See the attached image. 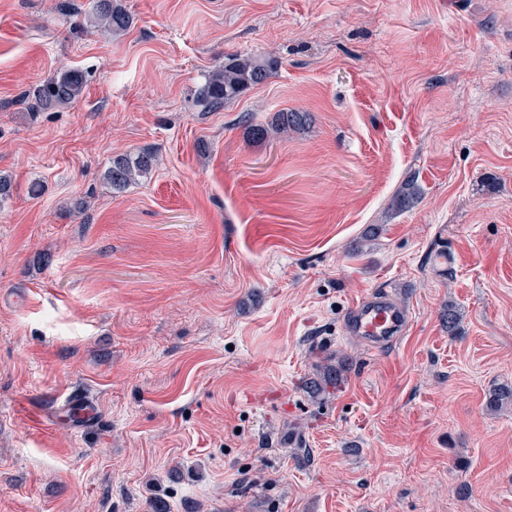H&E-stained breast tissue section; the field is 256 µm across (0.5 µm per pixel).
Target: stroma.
<instances>
[{
	"mask_svg": "<svg viewBox=\"0 0 512 512\" xmlns=\"http://www.w3.org/2000/svg\"><path fill=\"white\" fill-rule=\"evenodd\" d=\"M93 2L0 0V512H512V0ZM229 54L279 66L201 111ZM63 67L81 100L31 115ZM281 110L313 121L250 136ZM374 290L381 352L343 329ZM120 2L118 0H95L93 27L109 34L127 31L133 20ZM157 163L153 152L145 149L119 154L112 158L104 180L112 192L120 193L142 179H147ZM408 318L401 304L382 292L372 291L350 307L343 328L373 348L382 349L406 333ZM77 409L78 415L71 421L79 427H88L98 419L99 410L93 398L84 394H68L64 403L57 407L61 414L69 413L71 409Z\"/></svg>",
	"mask_w": 512,
	"mask_h": 512,
	"instance_id": "obj_1",
	"label": "stroma"
}]
</instances>
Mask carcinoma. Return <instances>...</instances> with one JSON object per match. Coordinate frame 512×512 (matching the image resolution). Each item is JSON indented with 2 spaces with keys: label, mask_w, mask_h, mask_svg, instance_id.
I'll list each match as a JSON object with an SVG mask.
<instances>
[{
  "label": "carcinoma",
  "mask_w": 512,
  "mask_h": 512,
  "mask_svg": "<svg viewBox=\"0 0 512 512\" xmlns=\"http://www.w3.org/2000/svg\"><path fill=\"white\" fill-rule=\"evenodd\" d=\"M132 25L131 15L120 0H94L93 27L109 34L122 33ZM278 69V61L255 56L234 55L218 64L208 74L205 83L197 91V103L205 112H217L224 105L237 99L252 87L266 83ZM86 78L80 71L61 68L46 77L26 95L28 109L43 112L66 108L78 101L85 89ZM311 121L308 112L280 111L272 116L267 125L250 127L254 139H264L270 131L288 132L301 130ZM157 163L153 152L145 149L119 154L112 158L104 180L116 193L148 178ZM342 369L327 372L322 379L310 381L307 389L314 395L329 392L339 385Z\"/></svg>",
  "instance_id": "obj_1"
}]
</instances>
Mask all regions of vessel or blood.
<instances>
[{"mask_svg":"<svg viewBox=\"0 0 512 512\" xmlns=\"http://www.w3.org/2000/svg\"><path fill=\"white\" fill-rule=\"evenodd\" d=\"M344 330L380 349L403 336L408 328V312L388 295L374 291L355 302L348 310ZM77 410V425L87 427L98 418L99 411L93 398L84 394H70L58 411L65 414Z\"/></svg>","mask_w":512,"mask_h":512,"instance_id":"1","label":"vessel or blood"}]
</instances>
